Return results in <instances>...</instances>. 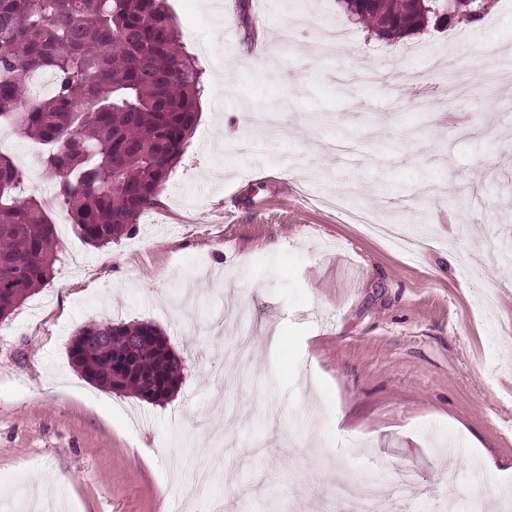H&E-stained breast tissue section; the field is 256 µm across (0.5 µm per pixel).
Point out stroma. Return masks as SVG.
<instances>
[{
	"label": "stroma",
	"mask_w": 512,
	"mask_h": 512,
	"mask_svg": "<svg viewBox=\"0 0 512 512\" xmlns=\"http://www.w3.org/2000/svg\"><path fill=\"white\" fill-rule=\"evenodd\" d=\"M167 0L200 120L133 237L94 247L0 323V503L49 512H374L512 496V11L333 48L337 0ZM299 25L249 64L257 26ZM454 53L468 99L421 88ZM278 113L272 127L251 121ZM402 225L405 251L345 209ZM150 322L185 361L163 404L85 380L92 322Z\"/></svg>",
	"instance_id": "35a3bbf8"
}]
</instances>
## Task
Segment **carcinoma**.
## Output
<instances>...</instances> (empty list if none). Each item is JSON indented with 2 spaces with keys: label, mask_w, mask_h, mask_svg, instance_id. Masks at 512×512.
I'll return each instance as SVG.
<instances>
[{
  "label": "carcinoma",
  "mask_w": 512,
  "mask_h": 512,
  "mask_svg": "<svg viewBox=\"0 0 512 512\" xmlns=\"http://www.w3.org/2000/svg\"><path fill=\"white\" fill-rule=\"evenodd\" d=\"M448 0H341L357 24L398 40L419 32L427 7ZM462 24L479 26L486 0H455ZM48 68L56 88L29 99L25 74ZM201 72L183 49L166 0H0V124L41 147L54 205L16 195L27 179L0 153V319L52 278L61 261L55 210L88 244L104 247L136 230L177 164L199 118ZM86 336H118L113 348H83ZM89 382L162 402L184 362L149 322L90 323L69 349Z\"/></svg>",
  "instance_id": "cac0c4a2"
}]
</instances>
